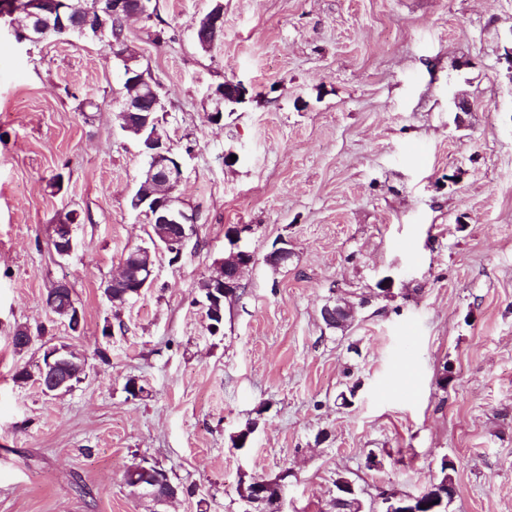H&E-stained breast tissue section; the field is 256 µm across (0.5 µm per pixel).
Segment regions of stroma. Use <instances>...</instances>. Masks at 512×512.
<instances>
[{"mask_svg": "<svg viewBox=\"0 0 512 512\" xmlns=\"http://www.w3.org/2000/svg\"><path fill=\"white\" fill-rule=\"evenodd\" d=\"M221 2L207 50L194 25L211 0H153L125 25L162 87L197 233L178 261L153 251V286L118 310L104 287L150 243L127 207L145 161L118 120L120 62L99 41L0 35V512H151L123 482L143 457L184 488L161 512H245L239 481L285 469V512H327L340 476L384 512L445 459L448 512H512V0ZM227 80L246 95L215 123ZM72 210L62 259L53 226ZM238 227L255 262L213 335L198 284ZM61 280L81 333L45 305ZM337 299L357 305L343 332L321 318ZM54 344L87 369L51 397L14 375ZM79 221V215L74 214L72 222L66 224H55L52 245L60 257H70L75 251L74 226Z\"/></svg>", "mask_w": 512, "mask_h": 512, "instance_id": "obj_1", "label": "stroma"}]
</instances>
